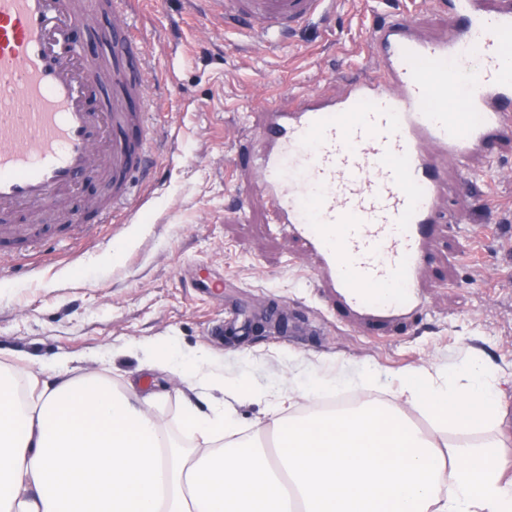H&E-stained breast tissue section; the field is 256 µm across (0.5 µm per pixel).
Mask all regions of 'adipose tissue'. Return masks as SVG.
<instances>
[{"label": "adipose tissue", "instance_id": "ef3b65f1", "mask_svg": "<svg viewBox=\"0 0 512 512\" xmlns=\"http://www.w3.org/2000/svg\"><path fill=\"white\" fill-rule=\"evenodd\" d=\"M125 351L182 382L186 444L153 410L164 386H117L64 356L23 382L1 363L0 512H512V376L480 350L449 374H402L389 401L365 395L377 373L359 374L356 403L336 410L318 404L325 375L284 397L225 377L204 350ZM248 400L269 412L245 433L235 405Z\"/></svg>", "mask_w": 512, "mask_h": 512}]
</instances>
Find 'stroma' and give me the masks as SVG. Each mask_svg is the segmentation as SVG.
<instances>
[{"label":"stroma","instance_id":"35a3bbf8","mask_svg":"<svg viewBox=\"0 0 512 512\" xmlns=\"http://www.w3.org/2000/svg\"><path fill=\"white\" fill-rule=\"evenodd\" d=\"M135 34L147 56L151 144L157 164L111 223L83 211L74 224L40 225L25 268L0 281V363L53 369L59 356L76 366L150 386L152 376L121 354L131 340L167 344L178 357L232 346L214 333L233 306L264 317L270 305L313 321L306 338L266 330L248 337L246 355L224 364L226 376L269 390L309 385L312 367L289 371L288 357L333 361L346 372L395 376L413 367L449 370L465 345L512 371V140L485 184L462 192L455 169L443 173L440 230L423 281L424 307L386 327L328 311L300 241L280 230L250 164L261 144L262 114L288 108L311 91L340 95L370 71V29L379 15H404L423 36L448 32L444 6L432 0H339L275 47L226 32L188 0H133Z\"/></svg>","mask_w":512,"mask_h":512}]
</instances>
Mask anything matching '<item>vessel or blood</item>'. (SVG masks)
<instances>
[{
  "label": "vessel or blood",
  "instance_id": "obj_1",
  "mask_svg": "<svg viewBox=\"0 0 512 512\" xmlns=\"http://www.w3.org/2000/svg\"><path fill=\"white\" fill-rule=\"evenodd\" d=\"M447 7L458 21L448 36L426 39L414 21L385 19L369 33L368 78L341 96L307 94L269 111L259 131L254 165L275 223L304 242L328 300L360 322L397 321L421 306L441 163L470 190L472 158L512 139V9L490 11L484 0ZM335 11L336 0L200 7L268 46ZM90 13L111 18L105 38L134 77L68 42L73 21ZM144 72L122 0H0V220L65 202L91 176L111 197L100 213L111 222L155 162Z\"/></svg>",
  "mask_w": 512,
  "mask_h": 512
}]
</instances>
